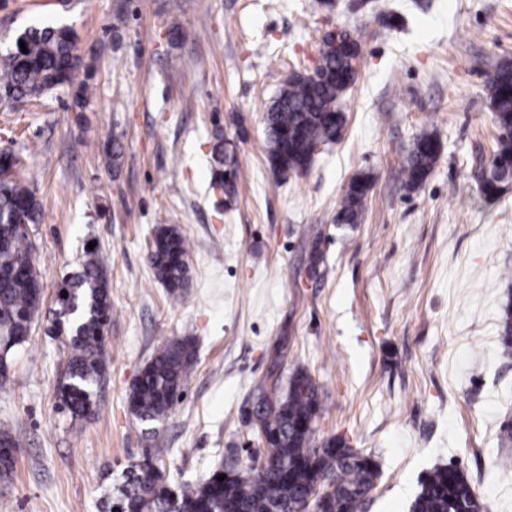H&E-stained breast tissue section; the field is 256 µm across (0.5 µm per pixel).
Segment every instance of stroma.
<instances>
[{
  "label": "stroma",
  "instance_id": "stroma-1",
  "mask_svg": "<svg viewBox=\"0 0 512 512\" xmlns=\"http://www.w3.org/2000/svg\"><path fill=\"white\" fill-rule=\"evenodd\" d=\"M42 21L75 29V82L89 92L82 109L74 88L0 103V149L22 158L42 203L27 227L42 305L0 381V429L15 444L0 512H102L113 474L150 448L165 449L172 482L245 460L259 440L244 414L283 338L285 372L319 385L318 438H343L378 465L365 512H408L437 466L462 470L484 512H512V365L498 355L512 184L492 200L478 188L497 137L487 75L512 59V0H0V53ZM335 28L361 50L343 137L278 181L263 113ZM424 130L441 153L410 190L399 169ZM218 140L241 167L229 204L210 188ZM362 173V221L337 223ZM161 225L190 244L178 299L148 262ZM91 244L112 299L108 372L95 414L73 420L57 409L70 348L55 313ZM185 337L197 362L182 399L162 422H141L132 384Z\"/></svg>",
  "mask_w": 512,
  "mask_h": 512
}]
</instances>
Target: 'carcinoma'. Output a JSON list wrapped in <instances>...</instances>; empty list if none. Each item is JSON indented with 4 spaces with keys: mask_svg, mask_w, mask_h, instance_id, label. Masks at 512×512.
Returning <instances> with one entry per match:
<instances>
[{
    "mask_svg": "<svg viewBox=\"0 0 512 512\" xmlns=\"http://www.w3.org/2000/svg\"><path fill=\"white\" fill-rule=\"evenodd\" d=\"M77 36L68 25L29 26L0 56V102L40 99L72 85L81 66ZM24 42L22 52L18 42ZM352 54L327 47L317 77L293 70L264 113L272 168L286 179L304 171L315 145L343 137L346 118L339 101L354 83L360 45L348 37ZM493 122L512 127V63L488 75ZM441 152L433 132L416 135L400 168L408 188L422 184ZM213 181L224 185L225 202L234 197L239 164L234 153L216 144L211 149ZM512 168V137H497L490 158ZM370 179L360 175L345 187L336 213L339 224H358ZM40 201L25 181L13 176L0 182V378L6 377L13 352L28 342L41 304V285L32 248L20 224H36ZM189 246L182 235L162 225L153 235L148 260L155 278L178 297L185 288ZM80 270L64 281L67 297H59V315L71 327L70 355L56 398L75 418H87L97 406V389L107 371L104 330L112 313L105 259L96 249L84 252ZM500 358L512 363V305L505 310ZM195 365L188 339L166 343L147 363L128 396L132 413L144 423L159 422L178 402ZM283 354L277 349L249 412L252 427L267 439L266 447L247 461L218 470L206 480L169 486L163 451L153 448L113 481L105 512H362L380 477L376 464L341 438L315 441L322 403L319 386L303 370L282 386ZM224 476L220 481L217 476ZM409 512H483L474 487L455 467H438L420 484Z\"/></svg>",
    "mask_w": 512,
    "mask_h": 512,
    "instance_id": "cac0c4a2",
    "label": "carcinoma"
}]
</instances>
